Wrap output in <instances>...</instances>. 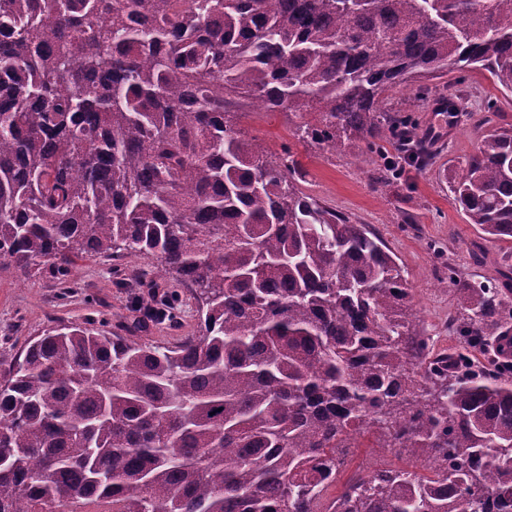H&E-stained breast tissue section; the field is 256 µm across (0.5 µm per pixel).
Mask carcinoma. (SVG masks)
<instances>
[{"label": "carcinoma", "instance_id": "obj_1", "mask_svg": "<svg viewBox=\"0 0 512 512\" xmlns=\"http://www.w3.org/2000/svg\"><path fill=\"white\" fill-rule=\"evenodd\" d=\"M471 70L512 93V0H0V269L64 283L80 256L151 257L199 320L172 346L30 340L0 372V512H512L503 290L448 274L464 342L433 351L383 240L229 119L295 112L322 148L392 147L400 176L425 155L382 100ZM448 184L512 240L511 129ZM138 305L159 321L168 300ZM366 432L415 464L324 502Z\"/></svg>", "mask_w": 512, "mask_h": 512}]
</instances>
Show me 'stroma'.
Masks as SVG:
<instances>
[{
  "instance_id": "35a3bbf8",
  "label": "stroma",
  "mask_w": 512,
  "mask_h": 512,
  "mask_svg": "<svg viewBox=\"0 0 512 512\" xmlns=\"http://www.w3.org/2000/svg\"><path fill=\"white\" fill-rule=\"evenodd\" d=\"M492 95L495 90L485 76L455 71L396 89L384 100L383 110L410 116L429 142L432 158L426 167L408 169L383 187L372 183L385 165L383 156L335 152L299 140L300 119L295 115L242 109L231 120L244 139L262 144L269 154L291 150L299 163L297 184L303 192L353 223L368 225L383 239L397 256L411 290L417 331L434 349L442 350L458 343L448 332V317L458 309L456 296L444 286L449 269L465 279L494 283L500 270L512 268V242L481 239L448 189L449 170L476 152L488 129H512V93L498 96L495 114H483L484 102ZM449 97L457 104L450 115L439 110ZM120 279L112 262L103 258L77 259L68 284L0 271V338H9L8 343L0 341V353L20 352L30 338L59 321L80 324L91 319L107 335H118L120 327L141 316L136 306L140 288L120 286ZM178 309V323L147 322L142 339L171 345L195 334L198 316L188 290H181ZM373 443L369 434L352 450L350 464L328 489V497L339 495L343 484L366 475L375 463L410 467L407 454L384 452Z\"/></svg>"
}]
</instances>
